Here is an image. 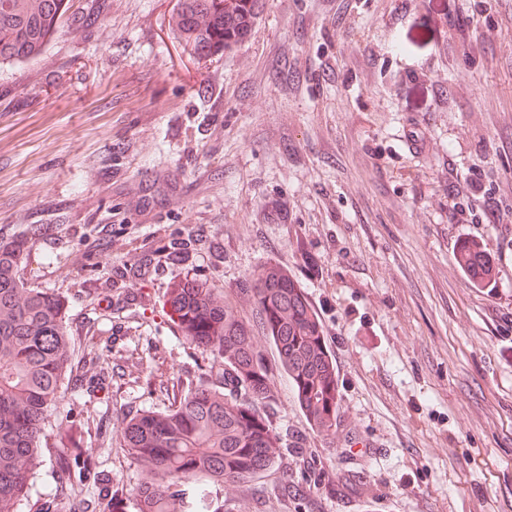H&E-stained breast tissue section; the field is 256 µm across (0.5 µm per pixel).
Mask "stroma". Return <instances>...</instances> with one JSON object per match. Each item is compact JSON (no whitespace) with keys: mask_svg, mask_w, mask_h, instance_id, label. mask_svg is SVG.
<instances>
[{"mask_svg":"<svg viewBox=\"0 0 512 512\" xmlns=\"http://www.w3.org/2000/svg\"><path fill=\"white\" fill-rule=\"evenodd\" d=\"M484 7L493 27L449 30ZM177 10L72 0L39 58L0 68V236L52 226L21 275L68 297L74 363L92 326L108 363L134 349L146 375L155 350L168 373L196 371L204 354L158 313L187 275L238 303L273 354L236 288L280 263L323 325L336 425L311 429L272 376L277 418L316 473L278 460L225 482L217 504L512 512V0H265L247 40L205 60L180 45ZM104 227L112 248L92 252ZM187 231L199 238L188 263L158 259L148 282L113 286L114 267ZM465 240L493 257V287L459 264ZM166 405L113 382L63 395L51 421L64 433ZM83 450L114 493H135L144 472L119 430Z\"/></svg>","mask_w":512,"mask_h":512,"instance_id":"1","label":"stroma"}]
</instances>
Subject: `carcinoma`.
I'll return each instance as SVG.
<instances>
[{"label": "carcinoma", "instance_id": "carcinoma-1", "mask_svg": "<svg viewBox=\"0 0 512 512\" xmlns=\"http://www.w3.org/2000/svg\"><path fill=\"white\" fill-rule=\"evenodd\" d=\"M263 0H179V39L206 59L244 42ZM69 0H0V65L28 63L57 34ZM30 238L0 239V512H20L29 501V482L48 461L54 484L36 492L34 512H58L68 486L98 481L89 457L63 437L52 444L44 429L61 394L79 395L92 381L72 364L68 304L57 293L28 285L20 275L37 240L50 228L36 224ZM196 241H160L135 268L116 270L119 278L142 279L164 254L173 264L189 260ZM241 300L254 306L275 347L273 361L257 349L249 322L202 279L171 282L162 313L193 347L207 355L205 371L169 376L155 361L146 384L170 400L163 410L129 411L119 419L130 457L144 467L143 486L126 501L104 495L92 512H219L213 487L253 478L276 457H299V439L276 422L269 380L287 375L298 404L318 430L336 423L339 394L336 368L323 326L306 296L276 263L262 267L239 285ZM84 362L103 358L97 331L86 332Z\"/></svg>", "mask_w": 512, "mask_h": 512}]
</instances>
